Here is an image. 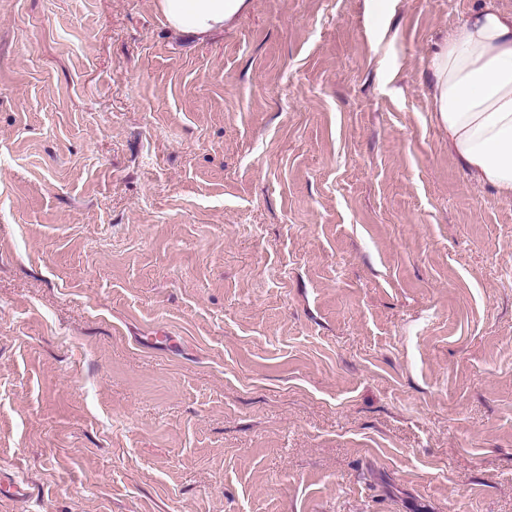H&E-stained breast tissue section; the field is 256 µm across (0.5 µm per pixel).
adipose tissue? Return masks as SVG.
Listing matches in <instances>:
<instances>
[{
    "label": "adipose tissue",
    "mask_w": 512,
    "mask_h": 512,
    "mask_svg": "<svg viewBox=\"0 0 512 512\" xmlns=\"http://www.w3.org/2000/svg\"><path fill=\"white\" fill-rule=\"evenodd\" d=\"M166 23L203 39L232 23L247 0H159ZM430 111L448 150L475 182L512 199V11L480 6L431 58Z\"/></svg>",
    "instance_id": "adipose-tissue-1"
}]
</instances>
